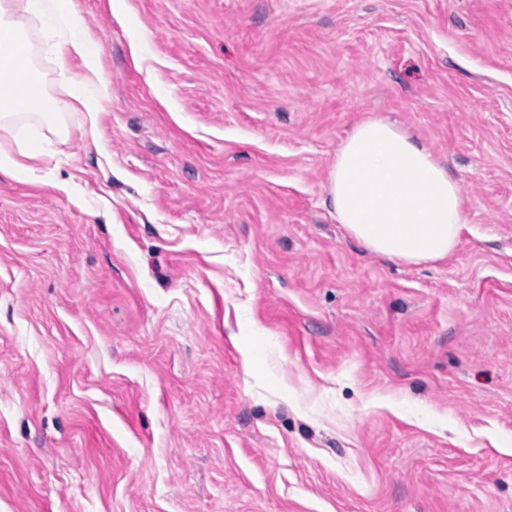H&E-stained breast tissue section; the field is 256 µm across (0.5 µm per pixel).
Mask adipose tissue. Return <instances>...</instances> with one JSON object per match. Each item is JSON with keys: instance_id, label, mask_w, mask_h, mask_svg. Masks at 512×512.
Segmentation results:
<instances>
[{"instance_id": "adipose-tissue-1", "label": "adipose tissue", "mask_w": 512, "mask_h": 512, "mask_svg": "<svg viewBox=\"0 0 512 512\" xmlns=\"http://www.w3.org/2000/svg\"><path fill=\"white\" fill-rule=\"evenodd\" d=\"M61 33L46 42L45 52L59 60H82L86 76L73 100L49 96L34 63L27 23ZM99 53L88 38L77 11L63 0H0V173L18 178L28 172L20 132L43 124L58 137L68 134L66 117L80 106L97 124L108 97L99 71ZM29 111L17 108L18 100ZM327 196L338 223L365 249L405 264L420 265L447 258L465 222L458 182L417 137L383 118L357 123L336 150L329 171Z\"/></svg>"}]
</instances>
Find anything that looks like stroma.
Instances as JSON below:
<instances>
[{"mask_svg":"<svg viewBox=\"0 0 512 512\" xmlns=\"http://www.w3.org/2000/svg\"><path fill=\"white\" fill-rule=\"evenodd\" d=\"M72 4L109 99L0 174V512H512V0ZM374 116L458 180L447 259L330 214Z\"/></svg>","mask_w":512,"mask_h":512,"instance_id":"obj_1","label":"stroma"}]
</instances>
